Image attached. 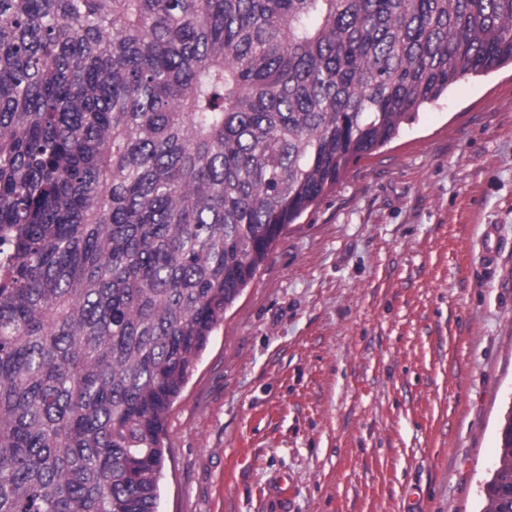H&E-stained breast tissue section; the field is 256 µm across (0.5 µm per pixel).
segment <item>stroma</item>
<instances>
[{"label":"stroma","mask_w":512,"mask_h":512,"mask_svg":"<svg viewBox=\"0 0 512 512\" xmlns=\"http://www.w3.org/2000/svg\"><path fill=\"white\" fill-rule=\"evenodd\" d=\"M511 407L505 66L286 227L168 413L158 512H274L280 473L291 512H479Z\"/></svg>","instance_id":"obj_1"}]
</instances>
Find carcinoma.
<instances>
[{
  "instance_id": "1",
  "label": "carcinoma",
  "mask_w": 512,
  "mask_h": 512,
  "mask_svg": "<svg viewBox=\"0 0 512 512\" xmlns=\"http://www.w3.org/2000/svg\"><path fill=\"white\" fill-rule=\"evenodd\" d=\"M512 0H0V512H156L166 417L272 244ZM481 512H512V410Z\"/></svg>"
}]
</instances>
